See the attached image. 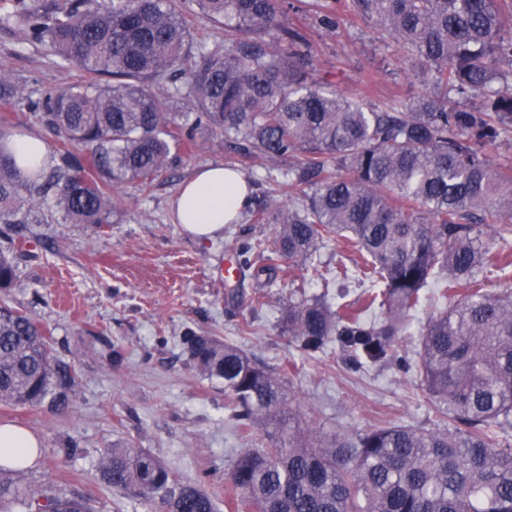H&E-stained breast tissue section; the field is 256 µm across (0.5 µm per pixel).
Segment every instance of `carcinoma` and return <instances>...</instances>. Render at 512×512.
I'll return each mask as SVG.
<instances>
[{
	"label": "carcinoma",
	"mask_w": 512,
	"mask_h": 512,
	"mask_svg": "<svg viewBox=\"0 0 512 512\" xmlns=\"http://www.w3.org/2000/svg\"><path fill=\"white\" fill-rule=\"evenodd\" d=\"M339 0H314L336 29ZM224 29L194 44L186 4ZM382 39L423 62L432 90L407 103L368 106L313 78L312 46L288 21L286 0H15L0 22L26 41L100 76L91 87L48 88L34 100L0 75V104L32 111L56 138L52 163L22 169L0 130V293L19 283L18 258L33 224L112 223L118 190L149 185L209 138L278 172L270 181L302 193L297 207L269 196L246 219L275 224L242 240L234 257L253 285L287 268L306 270L326 243L351 251L352 267L325 283L364 288L331 305L299 279L288 333L306 354L336 343L360 366L416 370L451 424H386L324 441L309 421L263 448H245L228 472V512H512V289L482 288L487 269H512V172L488 148L512 140V0H347ZM181 111H170L171 106ZM51 202L44 211L42 202ZM499 216L483 230L476 212ZM446 307L422 333L420 360L396 336L427 297ZM226 306L259 311L266 295L230 289ZM182 344L199 375L224 380V407L240 434L292 414L287 371L256 363L217 336L188 331ZM75 365L30 314L0 300V404L67 409ZM102 479L154 512H216L213 496L183 485L154 454L116 444ZM24 469L0 466V512H92L77 491L37 490Z\"/></svg>",
	"instance_id": "1"
}]
</instances>
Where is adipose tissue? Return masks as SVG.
<instances>
[{
	"label": "adipose tissue",
	"mask_w": 512,
	"mask_h": 512,
	"mask_svg": "<svg viewBox=\"0 0 512 512\" xmlns=\"http://www.w3.org/2000/svg\"><path fill=\"white\" fill-rule=\"evenodd\" d=\"M249 202L244 180L234 172L216 165L196 173L184 183L174 206L184 231L196 238H210ZM40 440L31 431L12 424L0 425V463L22 462L35 465L39 459Z\"/></svg>",
	"instance_id": "1"
}]
</instances>
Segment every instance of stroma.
<instances>
[{
  "label": "stroma",
  "mask_w": 512,
  "mask_h": 512,
  "mask_svg": "<svg viewBox=\"0 0 512 512\" xmlns=\"http://www.w3.org/2000/svg\"><path fill=\"white\" fill-rule=\"evenodd\" d=\"M336 8L341 23L331 32L318 25L312 0H289V20L304 27L314 46L317 78L349 98L365 95L376 104L426 92L427 83L400 46L379 39L344 0ZM0 70L35 99L43 87L65 90L92 79L44 46L23 42L13 24H0ZM235 162L242 175L266 173L265 165L240 161L217 138L181 156L151 187L124 186L111 223L98 233L78 224L34 225L36 238L20 258L21 285L8 299L51 330L82 384L62 413L0 404V424L26 428L41 440L40 459L26 471L30 484L77 490L96 512H148L100 475L106 450L131 444L168 464L179 482L202 486L223 504L225 475L247 442L224 412L223 380L189 367L181 343L189 329L214 334L270 369L286 370L293 409L300 421L317 423L320 435L385 424L439 425L416 372L358 368L333 345L313 356L297 351L286 325L288 285L267 289L268 304L258 316L225 307L218 277L225 243L272 235L274 225L241 219L214 238L197 239L177 224L171 202L198 170ZM116 345L124 351L118 363L112 360ZM71 437L79 451L65 462L58 450Z\"/></svg>",
  "instance_id": "obj_1"
}]
</instances>
